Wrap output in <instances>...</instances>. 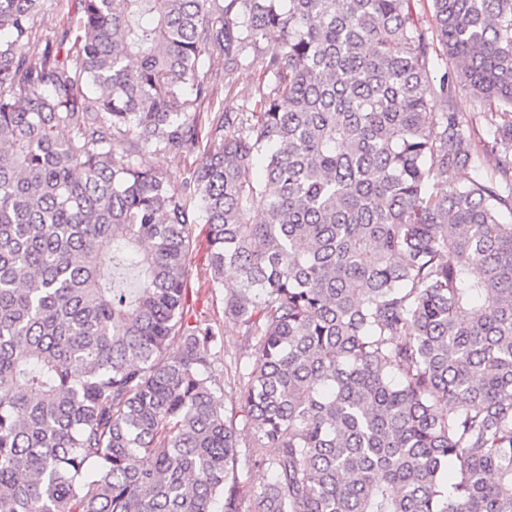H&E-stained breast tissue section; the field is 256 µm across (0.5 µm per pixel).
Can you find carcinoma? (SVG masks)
Segmentation results:
<instances>
[{
	"mask_svg": "<svg viewBox=\"0 0 512 512\" xmlns=\"http://www.w3.org/2000/svg\"><path fill=\"white\" fill-rule=\"evenodd\" d=\"M413 2L0 0V512H512V0ZM258 73L252 67L244 66L236 75V85L234 91L228 96L224 103L230 107L244 108L250 107V96L257 83ZM206 243L204 236L199 238L198 246L189 257L187 263L188 277L192 285L189 295L190 311L193 317H205L211 320L213 325L221 331L222 343L214 349V370L213 375L216 383L224 389V405L230 408L235 402L236 390L233 384L228 382L224 385V364H230L241 360L243 365L247 358H242L240 349V336L238 326L231 321H224V290L232 288L236 284V277L233 270L224 272V287L214 291L210 288H198V277L204 276ZM235 284L232 285L231 282ZM243 442H242V448H240L241 450V455H240V459H239V462H238V473H239V477H240V480L242 482V485L244 486V489L245 491L247 492V496H246V501H245V510L247 512V510H250V508H248L250 505H251V501L253 499V495L256 493V492H259L260 491V488L262 487V485L264 483L267 482V477H266V474L264 475V472L262 470H258V469H255V468H252L249 461H248V457H247V450L248 448H244L246 444V446L248 445V443L251 444V437H250V434L249 433H245L243 436ZM251 500V501H250Z\"/></svg>",
	"mask_w": 512,
	"mask_h": 512,
	"instance_id": "obj_1",
	"label": "carcinoma"
}]
</instances>
